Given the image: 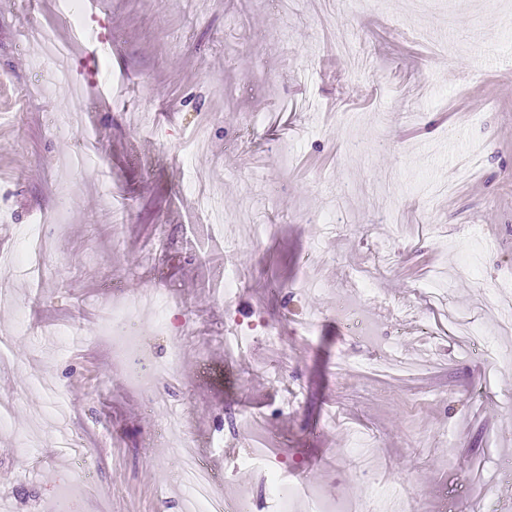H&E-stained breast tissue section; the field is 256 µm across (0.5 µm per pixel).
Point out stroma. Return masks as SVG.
Returning a JSON list of instances; mask_svg holds the SVG:
<instances>
[{
    "label": "stroma",
    "mask_w": 512,
    "mask_h": 512,
    "mask_svg": "<svg viewBox=\"0 0 512 512\" xmlns=\"http://www.w3.org/2000/svg\"><path fill=\"white\" fill-rule=\"evenodd\" d=\"M81 2L82 34L60 0H0V254L62 212L42 277L0 264V399L13 405L0 512H53L62 486L74 512H183L187 447L254 512L265 482L240 459L255 448L301 475L294 512L317 495L362 500L374 481L415 512H492L512 494V0ZM33 22L55 30L82 94L40 86ZM93 35L110 51L93 52ZM63 96L81 113L69 131ZM334 211L327 237L319 219ZM256 224L271 227L259 241ZM228 239L244 276L229 301ZM358 270L377 298L356 297ZM146 289L174 295L167 332L154 306L138 310L148 356L179 350L147 393L106 335L113 303ZM351 298L374 339L338 315ZM37 323L84 341L58 349ZM228 325L247 347L225 349ZM392 347L410 370L363 368ZM45 382L64 390L66 419L45 414ZM174 406L185 426L156 439ZM63 430L86 464L57 448ZM358 432L377 448L366 477L349 455Z\"/></svg>",
    "instance_id": "35a3bbf8"
}]
</instances>
